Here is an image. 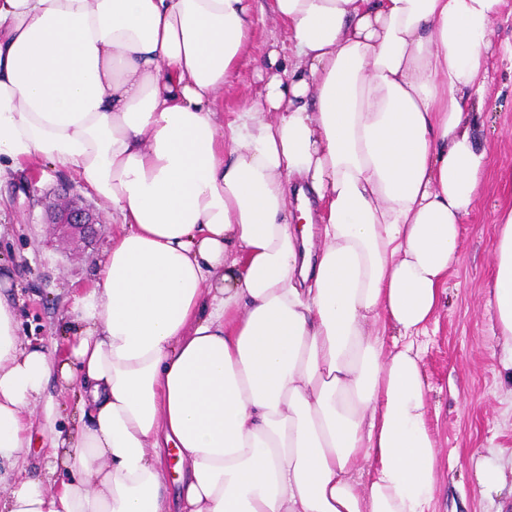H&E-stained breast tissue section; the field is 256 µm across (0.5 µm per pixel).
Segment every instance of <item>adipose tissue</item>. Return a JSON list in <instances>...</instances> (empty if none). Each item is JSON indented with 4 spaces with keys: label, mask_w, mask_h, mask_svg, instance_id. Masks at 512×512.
<instances>
[{
    "label": "adipose tissue",
    "mask_w": 512,
    "mask_h": 512,
    "mask_svg": "<svg viewBox=\"0 0 512 512\" xmlns=\"http://www.w3.org/2000/svg\"><path fill=\"white\" fill-rule=\"evenodd\" d=\"M504 5L274 0L288 46L228 121L252 0H0V176L76 172L121 227L64 358L25 346L0 295V461L30 447L50 383L80 386L50 432L67 481H17L0 512H432L418 339L487 175ZM295 181L323 207L312 260ZM494 254L512 363V208Z\"/></svg>",
    "instance_id": "obj_1"
}]
</instances>
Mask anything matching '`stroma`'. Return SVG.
<instances>
[{
	"instance_id": "1",
	"label": "stroma",
	"mask_w": 512,
	"mask_h": 512,
	"mask_svg": "<svg viewBox=\"0 0 512 512\" xmlns=\"http://www.w3.org/2000/svg\"><path fill=\"white\" fill-rule=\"evenodd\" d=\"M273 0H254L256 25L248 51L235 63L237 76L221 92L225 119L253 97L256 62L286 30ZM489 70L481 143L493 151L477 209L461 235V263L448 274L447 293L424 337L428 422L437 444L436 512H512V371L495 341L496 322L486 306L493 265V237L500 209L512 207V59L495 53ZM69 186L102 221L84 241L51 224L48 204ZM116 225L112 209L74 173L41 162L0 178V278L9 281L22 341L53 347L69 333L66 312L87 293ZM34 444L23 459L0 463V498L16 481L46 475L49 450L42 429L43 404L31 409Z\"/></svg>"
}]
</instances>
